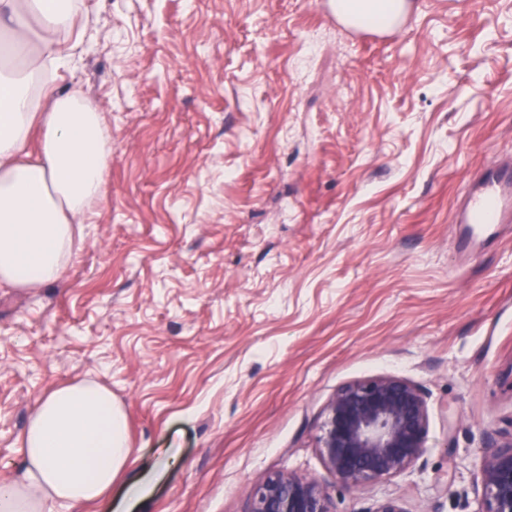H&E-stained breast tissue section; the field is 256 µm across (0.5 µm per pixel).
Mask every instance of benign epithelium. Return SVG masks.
<instances>
[{
	"instance_id": "1",
	"label": "benign epithelium",
	"mask_w": 512,
	"mask_h": 512,
	"mask_svg": "<svg viewBox=\"0 0 512 512\" xmlns=\"http://www.w3.org/2000/svg\"><path fill=\"white\" fill-rule=\"evenodd\" d=\"M429 426L424 391L398 376L341 386L325 410L319 448L329 478L278 472L252 493L248 512H334L329 486L359 490L412 468ZM481 512H512V437L486 436L480 471Z\"/></svg>"
}]
</instances>
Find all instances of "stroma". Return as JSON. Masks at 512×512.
<instances>
[{
  "instance_id": "obj_1",
  "label": "stroma",
  "mask_w": 512,
  "mask_h": 512,
  "mask_svg": "<svg viewBox=\"0 0 512 512\" xmlns=\"http://www.w3.org/2000/svg\"><path fill=\"white\" fill-rule=\"evenodd\" d=\"M68 66L112 144L63 279L0 288V482L35 400L81 378L122 406L129 462L83 512H248L268 475L326 476L342 385L424 388L426 448L335 512H480L512 423V224L461 254L454 205L512 156V0H406L359 41L318 0H73Z\"/></svg>"
}]
</instances>
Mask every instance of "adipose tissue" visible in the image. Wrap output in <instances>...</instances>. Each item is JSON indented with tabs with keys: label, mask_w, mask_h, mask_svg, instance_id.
I'll return each mask as SVG.
<instances>
[{
	"label": "adipose tissue",
	"mask_w": 512,
	"mask_h": 512,
	"mask_svg": "<svg viewBox=\"0 0 512 512\" xmlns=\"http://www.w3.org/2000/svg\"><path fill=\"white\" fill-rule=\"evenodd\" d=\"M68 0H0V31L14 53L34 47L56 61L69 48ZM26 77L0 68V288H42L63 277L75 227L107 194L110 135L76 90L36 111ZM17 478L0 483V512H73L101 499L130 455L125 415L111 389L85 379L34 404Z\"/></svg>",
	"instance_id": "1"
}]
</instances>
